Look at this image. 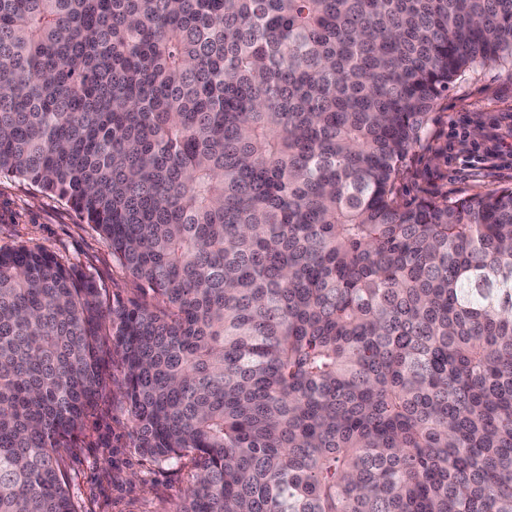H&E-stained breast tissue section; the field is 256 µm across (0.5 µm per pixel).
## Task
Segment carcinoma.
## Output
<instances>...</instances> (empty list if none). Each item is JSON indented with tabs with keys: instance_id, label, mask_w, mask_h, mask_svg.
I'll return each mask as SVG.
<instances>
[{
	"instance_id": "cac0c4a2",
	"label": "carcinoma",
	"mask_w": 512,
	"mask_h": 512,
	"mask_svg": "<svg viewBox=\"0 0 512 512\" xmlns=\"http://www.w3.org/2000/svg\"><path fill=\"white\" fill-rule=\"evenodd\" d=\"M477 62L512 0H0V176L154 299L0 249V512H75L114 353L178 512H512V187L397 194Z\"/></svg>"
}]
</instances>
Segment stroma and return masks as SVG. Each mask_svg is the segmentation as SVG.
Returning <instances> with one entry per match:
<instances>
[{"instance_id":"1","label":"stroma","mask_w":512,"mask_h":512,"mask_svg":"<svg viewBox=\"0 0 512 512\" xmlns=\"http://www.w3.org/2000/svg\"><path fill=\"white\" fill-rule=\"evenodd\" d=\"M512 113V67L484 63L457 76L402 166L401 196L459 199L512 186V169L463 166L458 154L495 150L493 123ZM465 140L449 150L453 124ZM24 243L57 254L91 273L107 305L150 301L151 295L112 258L97 229L62 199L27 182L0 178V249ZM112 381L77 447L61 462L76 512H178L195 471L191 459L159 463L134 446L133 422L122 394L123 367L113 358Z\"/></svg>"}]
</instances>
